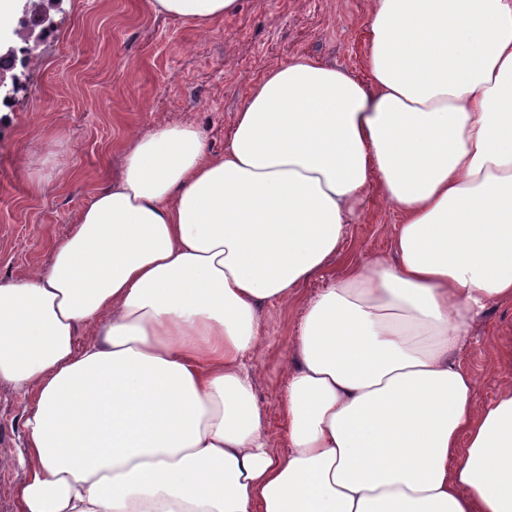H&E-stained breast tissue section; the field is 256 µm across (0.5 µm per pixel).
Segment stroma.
<instances>
[{
  "mask_svg": "<svg viewBox=\"0 0 512 512\" xmlns=\"http://www.w3.org/2000/svg\"><path fill=\"white\" fill-rule=\"evenodd\" d=\"M371 0H241L202 30L151 12L147 0H60L35 65L16 63L20 90L0 101V282L47 262L89 196L116 176L130 135L191 123L223 152L235 112L264 70L312 56L368 81ZM70 182H62L65 172ZM396 211L368 190L336 256L288 304H266L261 351L250 361L273 447L288 445L284 363L308 299L348 263L389 254ZM461 356L478 401L512 386V303L489 308ZM29 400L0 384V458L17 456Z\"/></svg>",
  "mask_w": 512,
  "mask_h": 512,
  "instance_id": "35a3bbf8",
  "label": "stroma"
}]
</instances>
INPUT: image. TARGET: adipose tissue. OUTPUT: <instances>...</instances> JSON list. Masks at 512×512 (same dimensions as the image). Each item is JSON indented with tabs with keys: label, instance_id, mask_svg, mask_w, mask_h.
<instances>
[{
	"label": "adipose tissue",
	"instance_id": "adipose-tissue-1",
	"mask_svg": "<svg viewBox=\"0 0 512 512\" xmlns=\"http://www.w3.org/2000/svg\"><path fill=\"white\" fill-rule=\"evenodd\" d=\"M149 5L206 29L239 0ZM369 27V81L268 69L223 153L191 123L135 133L49 262L0 282L19 512H512V387L479 402L460 359L512 301V0H372ZM371 188L393 255L308 300L271 447L259 311Z\"/></svg>",
	"mask_w": 512,
	"mask_h": 512
}]
</instances>
